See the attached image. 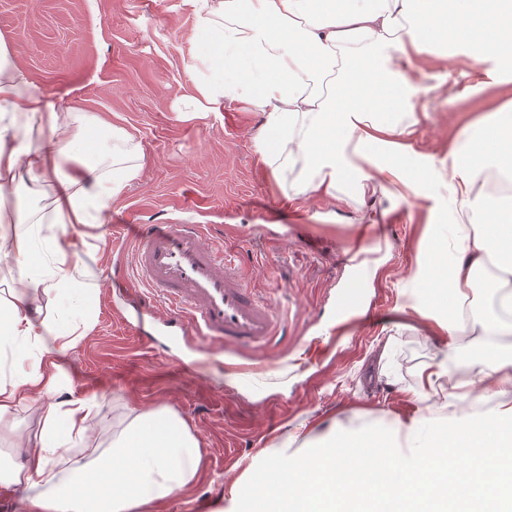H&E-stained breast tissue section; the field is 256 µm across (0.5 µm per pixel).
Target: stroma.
<instances>
[{
  "label": "stroma",
  "instance_id": "1",
  "mask_svg": "<svg viewBox=\"0 0 512 512\" xmlns=\"http://www.w3.org/2000/svg\"><path fill=\"white\" fill-rule=\"evenodd\" d=\"M194 27L184 0H0V37L56 109L97 114L141 144L140 173L113 200L103 239L78 242L96 274L97 319L63 360L67 397L102 398L74 458L88 463L108 452L136 414L159 406L197 440L196 479L139 512H194L197 504L201 512H240L239 492L258 459L314 451L334 426L365 436L368 423L408 421L419 407L418 374L446 340L410 307L418 245L429 225L448 221L438 180L417 196L394 178L389 195L373 200H289L296 175L275 177L261 162L262 119L248 104L225 102L204 121L179 118L176 107L193 86L192 56L204 49L192 40ZM412 67L425 87L412 141L421 161L445 157L466 124L512 99L483 63L426 55ZM370 210L372 226L360 221ZM175 220L208 225L207 243L238 255L251 287L288 314L282 344L253 354L282 362L256 388L226 369L240 354L172 335L149 317L133 332L120 318L137 298L126 285L130 265L116 263L115 226ZM359 251L379 260L374 278L352 272ZM355 280L356 311L373 320L342 333L336 312ZM389 336L397 339L393 385L369 371Z\"/></svg>",
  "mask_w": 512,
  "mask_h": 512
}]
</instances>
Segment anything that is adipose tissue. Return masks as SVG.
Instances as JSON below:
<instances>
[{"label":"adipose tissue","instance_id":"obj_1","mask_svg":"<svg viewBox=\"0 0 512 512\" xmlns=\"http://www.w3.org/2000/svg\"><path fill=\"white\" fill-rule=\"evenodd\" d=\"M185 2L208 44L195 57L185 112L202 118L228 100L248 103L262 117L263 163L277 175L300 167L298 196L332 198L344 184L371 196L383 173L409 160L420 88L405 64L417 56L488 62L495 82H512V0ZM100 125L94 115L57 111L0 38V192L46 199L33 214L0 213V258L19 270L0 290V436L15 437L21 403L42 405L41 429L17 439L19 461L5 484L32 490L36 512H135L198 472L196 440L164 406L137 414L94 467L64 456L87 437L98 407L93 396H58L62 360L92 329L98 300L67 228H100L139 174L140 145L122 126L86 160ZM443 169L451 222L430 225L412 279L420 314L449 341L422 369L416 395L429 400L449 375L462 328L477 356L460 395L496 406L443 421L419 413L371 448L356 433L331 430L314 452L263 462L244 494L260 512H512V346L502 343L512 335V102L468 123L447 156L401 182L417 194ZM491 266L498 318L472 306ZM467 303L466 320L449 318L448 309ZM475 448L493 470L473 465Z\"/></svg>","mask_w":512,"mask_h":512}]
</instances>
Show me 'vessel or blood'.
<instances>
[{"label":"vessel or blood","mask_w":512,"mask_h":512,"mask_svg":"<svg viewBox=\"0 0 512 512\" xmlns=\"http://www.w3.org/2000/svg\"><path fill=\"white\" fill-rule=\"evenodd\" d=\"M204 224H154L132 244L131 284L148 313L155 299L169 307L166 327L210 343L249 351L266 349L283 335L282 317L251 288L241 264L223 247L207 244ZM273 362L233 363L230 371L253 386Z\"/></svg>","instance_id":"1"}]
</instances>
